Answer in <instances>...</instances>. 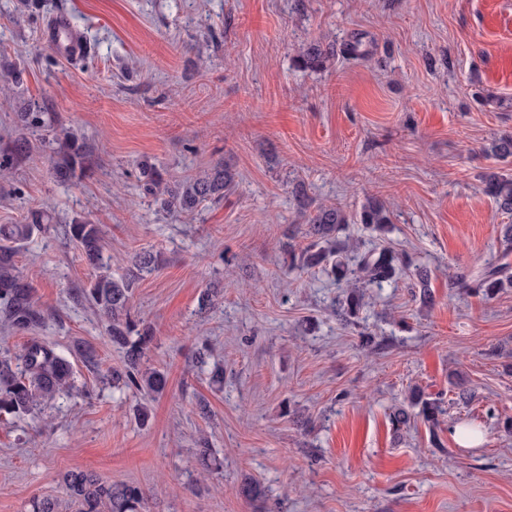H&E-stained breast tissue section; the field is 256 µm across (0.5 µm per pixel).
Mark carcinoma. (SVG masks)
Returning <instances> with one entry per match:
<instances>
[{"label":"carcinoma","mask_w":512,"mask_h":512,"mask_svg":"<svg viewBox=\"0 0 512 512\" xmlns=\"http://www.w3.org/2000/svg\"><path fill=\"white\" fill-rule=\"evenodd\" d=\"M332 55L333 52L314 45L300 56V62L306 68L319 69ZM17 117L20 130L40 129L51 136V163L56 177L65 181L85 171V146L72 132L58 127L55 114L38 112L36 105L30 104L27 111L18 113ZM30 152L31 144L25 135L12 139L0 150V173L11 169L14 162ZM489 155L498 159L512 156V136L500 137ZM141 175L145 178L146 190L155 195V202L172 215L193 213L206 203L223 200L224 193L233 188L235 181L233 169L224 161L173 183H164L163 173L156 168L144 169ZM485 191L492 197L497 210L512 214L511 175L489 172L485 176ZM353 217L375 229L391 223L389 211L375 198L367 199ZM353 217L340 208L318 207L307 218V236L311 237V242L298 254L288 250L293 267L327 266L336 280L353 282V290L340 303V316L347 321L359 311L366 288L392 281L411 266V260L405 254L386 247L348 256V247L336 233ZM49 223V214L37 209L31 211L22 224L0 225V315L6 326L16 330L38 327L43 314L14 257L26 241L45 231ZM66 235L96 271L83 297L100 317L107 320L108 335L124 354V368L110 374L112 384L147 395L163 392L167 384L165 373L155 368H142L146 351L153 341V331L140 326L132 317L130 307L138 281L158 267L157 255L150 250L133 253L129 258L130 269L116 279L110 273V256L106 255L99 225L75 219L67 226ZM510 283L512 265L507 262L487 265L476 272H456L449 279V287L453 289L465 294L482 291L487 296ZM77 392L71 363L53 345L34 339L18 355L0 356V417L8 415L20 419L60 394ZM415 407L419 408L418 414L425 421L438 426V416L443 414L442 402L425 400L416 390L410 391L408 406L398 407L390 414L392 425L399 428L409 423L410 410ZM62 483L78 505L79 512H138L143 502L142 492L137 487L106 484L85 470L67 472Z\"/></svg>","instance_id":"cac0c4a2"}]
</instances>
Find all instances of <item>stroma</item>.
Returning a JSON list of instances; mask_svg holds the SVG:
<instances>
[{
  "instance_id": "35a3bbf8",
  "label": "stroma",
  "mask_w": 512,
  "mask_h": 512,
  "mask_svg": "<svg viewBox=\"0 0 512 512\" xmlns=\"http://www.w3.org/2000/svg\"><path fill=\"white\" fill-rule=\"evenodd\" d=\"M61 14L85 47L78 59L43 36ZM313 43L333 48L326 69L299 64ZM508 56L512 0H0V63L23 72L13 89L0 74V136L32 101L89 154L85 174L62 181L43 145L0 179V224L53 216L16 258L45 318L27 332L0 323V354L57 344L84 389L0 420V512H28L35 497L75 512L62 483L74 469L139 487L140 512H512V287L448 286L455 272L512 263L501 234L512 216L482 181L512 174V157L483 152L512 133ZM481 92L503 106H482ZM220 159L233 191L191 215L160 211L139 174L150 164L174 181ZM300 191L350 214L366 196L383 202L389 232L347 224L338 237L408 252L429 273L431 303L402 278L368 289L355 324L341 321L344 284L288 268L285 247L308 243ZM77 217L100 225L113 276L136 250L159 257L131 314L154 332L145 365L165 371L162 394L111 384L123 353L73 297L94 278L63 236ZM212 285L222 296L200 308ZM414 388L445 407L442 448L423 419L391 424ZM461 388L470 405L456 403ZM465 423L481 444L449 433ZM203 436L219 461L208 472ZM248 478L262 497L242 494Z\"/></svg>"
}]
</instances>
